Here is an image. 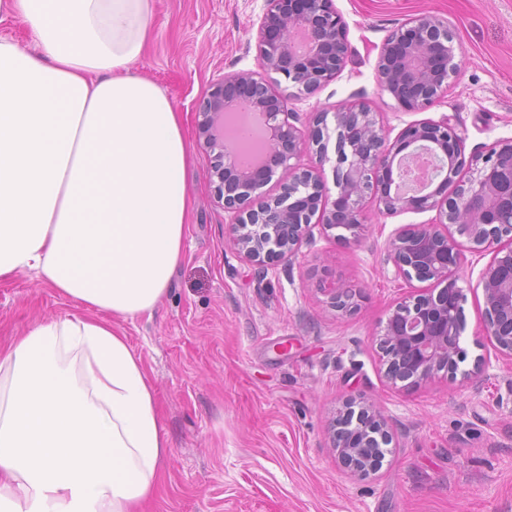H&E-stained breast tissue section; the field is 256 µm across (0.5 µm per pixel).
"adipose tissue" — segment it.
Instances as JSON below:
<instances>
[{
  "label": "adipose tissue",
  "mask_w": 512,
  "mask_h": 512,
  "mask_svg": "<svg viewBox=\"0 0 512 512\" xmlns=\"http://www.w3.org/2000/svg\"><path fill=\"white\" fill-rule=\"evenodd\" d=\"M0 279L78 312L0 341V512H146L170 448L113 318L152 316L183 257L192 150L132 68L150 0H0Z\"/></svg>",
  "instance_id": "adipose-tissue-1"
}]
</instances>
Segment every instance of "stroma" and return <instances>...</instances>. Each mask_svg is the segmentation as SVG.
<instances>
[{"instance_id": "stroma-1", "label": "stroma", "mask_w": 512, "mask_h": 512, "mask_svg": "<svg viewBox=\"0 0 512 512\" xmlns=\"http://www.w3.org/2000/svg\"><path fill=\"white\" fill-rule=\"evenodd\" d=\"M347 27L346 65L309 95L290 97L300 123L327 113L324 157L306 153L335 195L331 114L362 103L390 136L448 120L466 155L512 140V0H334ZM266 0H151L153 36L135 71L157 83L195 130L194 102L221 76L258 68L256 33ZM447 22L457 66L443 97L402 110L382 91L376 64L387 36L416 16ZM194 208L184 254L152 317L118 321L151 377L171 448L147 512H512V361L479 346L491 252L465 253V359L482 382L436 378L390 385L377 339L388 310L421 289L388 258L395 232L435 224L437 210L368 211L359 243L315 224L291 263L259 270L232 245L234 216L216 201L210 156L194 145ZM359 290L357 309L333 310L327 290ZM73 303L30 274L0 282V338L21 335ZM374 404L392 435L378 472L350 473L327 425L345 400Z\"/></svg>"}]
</instances>
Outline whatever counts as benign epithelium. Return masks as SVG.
Here are the masks:
<instances>
[{"mask_svg":"<svg viewBox=\"0 0 512 512\" xmlns=\"http://www.w3.org/2000/svg\"><path fill=\"white\" fill-rule=\"evenodd\" d=\"M452 32L435 15L422 14L385 40L378 58V82L405 111H419L442 97L453 72ZM259 71L239 72L212 82L196 101L197 136L212 154L210 177L224 211L235 215L229 239L239 253L260 268L292 261L310 236L313 216L323 228L340 231L343 243L361 239L366 209L383 214L404 209L439 211L437 224H409L391 239L390 257L409 281L428 282L409 299L390 308L378 348L384 377L412 390L444 373L456 376L464 358L460 346V308L465 300L455 271L463 244L472 252L493 250L482 269L483 321L479 336L512 360V141L483 156L465 158L464 138L446 120H423L391 140L364 105L342 108L336 122V194L328 197L318 169L291 160L305 152L322 157L317 112L306 129L293 124L288 94L274 87L271 74L313 93L343 70L348 44L346 24L333 0H267L257 28ZM245 101L265 114L267 145L262 160L248 171L228 158L224 128L236 103ZM434 153L439 168L471 175L453 192L444 179L426 194L392 190L395 158L410 147ZM281 174L280 193L254 207L251 194ZM465 238L466 242L459 241ZM356 290L329 289L330 304L341 312L355 308ZM332 450L353 474L368 476L382 466L378 448L392 441L382 416L371 405L354 409L348 401L328 425Z\"/></svg>","mask_w":512,"mask_h":512,"instance_id":"obj_1","label":"benign epithelium"}]
</instances>
